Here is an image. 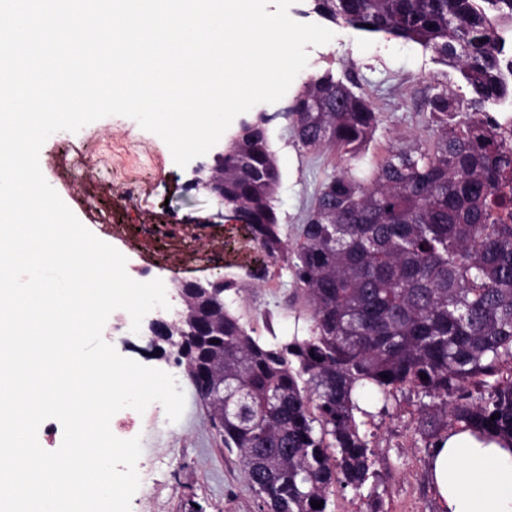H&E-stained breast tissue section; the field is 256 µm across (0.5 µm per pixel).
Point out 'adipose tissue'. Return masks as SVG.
<instances>
[{
	"label": "adipose tissue",
	"mask_w": 512,
	"mask_h": 512,
	"mask_svg": "<svg viewBox=\"0 0 512 512\" xmlns=\"http://www.w3.org/2000/svg\"><path fill=\"white\" fill-rule=\"evenodd\" d=\"M430 468L441 512H512V450L452 431Z\"/></svg>",
	"instance_id": "ef3b65f1"
}]
</instances>
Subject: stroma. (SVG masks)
Masks as SVG:
<instances>
[{
    "instance_id": "35a3bbf8",
    "label": "stroma",
    "mask_w": 512,
    "mask_h": 512,
    "mask_svg": "<svg viewBox=\"0 0 512 512\" xmlns=\"http://www.w3.org/2000/svg\"><path fill=\"white\" fill-rule=\"evenodd\" d=\"M331 30L329 43L307 46L308 66L281 100L255 105L236 118L241 124L267 116L281 173L274 206L291 245L318 182L340 162L338 155L311 152L297 142L289 110L305 82L327 72L338 78L348 73L372 98L379 124L364 158L368 167L391 147L423 142L428 97L468 92L457 70L417 44L344 25ZM39 165L78 219L126 257L130 276L144 272L167 285L217 277L236 282L240 293H226L224 300L261 340L309 336L311 314L286 262L269 259L216 197L190 188L192 167H178L166 143L133 119L112 115L75 133H54L40 150ZM129 183L134 190L128 195ZM150 340L144 327L113 345L124 357L178 375L186 403L181 419L165 433L144 432L131 512H261L238 451L225 448L185 366L177 364L174 349L159 351ZM369 397L356 421L379 457L367 481L373 494L335 491L329 512H397L406 501L417 512H439L429 450L418 433L417 396L405 391L385 399L373 391Z\"/></svg>"
}]
</instances>
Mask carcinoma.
Listing matches in <instances>:
<instances>
[{"label": "carcinoma", "mask_w": 512, "mask_h": 512, "mask_svg": "<svg viewBox=\"0 0 512 512\" xmlns=\"http://www.w3.org/2000/svg\"><path fill=\"white\" fill-rule=\"evenodd\" d=\"M315 2L334 24L431 50L469 95L430 97L429 143L393 147L366 169L378 125L369 96L350 78L310 79L289 112L298 141L336 150L342 165L318 184L292 248L265 127L243 126L216 163L226 208L269 258L287 261L313 320L307 338L262 342L228 306L204 317L187 297L174 325L207 328L203 350L189 336L176 361L198 378L266 512H327L335 486L362 493L377 454L354 412L370 387L386 399L415 392L430 448L447 429L512 448V223L499 215L512 199V141L487 110L512 98L499 77L512 0Z\"/></svg>", "instance_id": "obj_1"}]
</instances>
